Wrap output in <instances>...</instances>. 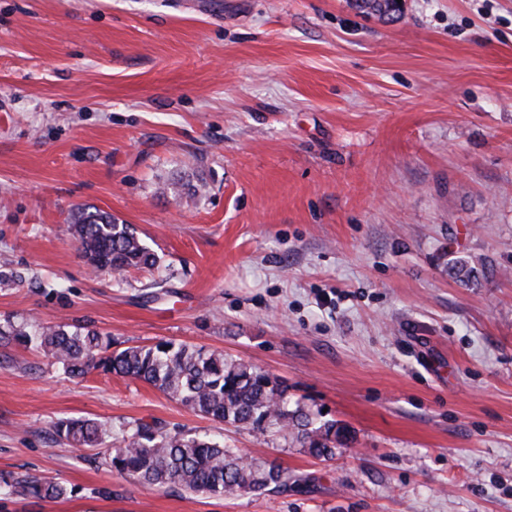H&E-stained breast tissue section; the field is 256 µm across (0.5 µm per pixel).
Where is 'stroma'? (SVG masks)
<instances>
[{
  "label": "stroma",
  "mask_w": 512,
  "mask_h": 512,
  "mask_svg": "<svg viewBox=\"0 0 512 512\" xmlns=\"http://www.w3.org/2000/svg\"><path fill=\"white\" fill-rule=\"evenodd\" d=\"M154 270L97 274L79 209ZM487 262L462 287L448 261ZM0 322L202 346L354 432L330 460L153 386L0 365V512H512V0H0ZM60 419L223 435L288 471L235 496L133 482ZM67 488L61 483L48 482L24 472L0 474V498L33 497L38 499H59L67 495Z\"/></svg>",
  "instance_id": "obj_1"
}]
</instances>
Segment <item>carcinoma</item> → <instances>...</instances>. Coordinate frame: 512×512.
I'll use <instances>...</instances> for the list:
<instances>
[{"mask_svg":"<svg viewBox=\"0 0 512 512\" xmlns=\"http://www.w3.org/2000/svg\"><path fill=\"white\" fill-rule=\"evenodd\" d=\"M355 6L386 16L398 10L393 0H355ZM71 230L83 257L97 272L152 269L158 264L159 257L131 225L106 212L78 211ZM448 274L468 287L477 280L478 268L468 257L458 256L449 263ZM13 344L41 350L71 377L91 370L114 373L153 385L183 406L226 425L259 433L274 426L313 457L330 458L351 439L347 425L336 420L318 424L311 411L298 403L290 406L287 389L269 373L203 347L159 341L114 350L110 335L86 324L0 325V347ZM52 428L72 448L98 447L112 438V426L97 420H61ZM104 463L140 484L176 486L192 493L224 496L288 486V473L273 464L247 461L207 435L172 434L145 423L123 434ZM66 495L64 485L27 472L0 474V498Z\"/></svg>","mask_w":512,"mask_h":512,"instance_id":"1","label":"carcinoma"}]
</instances>
